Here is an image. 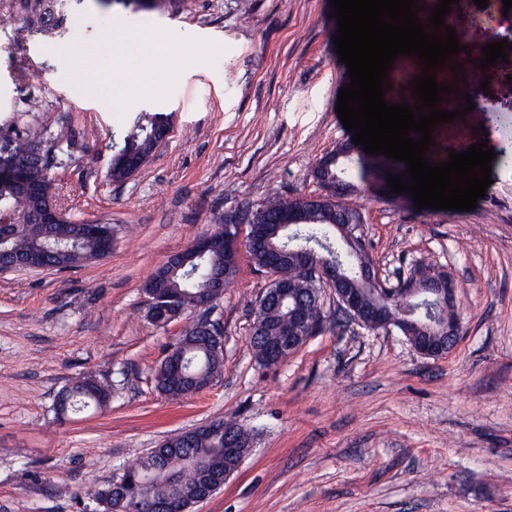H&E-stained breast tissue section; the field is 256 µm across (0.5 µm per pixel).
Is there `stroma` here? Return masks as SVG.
Segmentation results:
<instances>
[{
  "label": "stroma",
  "mask_w": 512,
  "mask_h": 512,
  "mask_svg": "<svg viewBox=\"0 0 512 512\" xmlns=\"http://www.w3.org/2000/svg\"><path fill=\"white\" fill-rule=\"evenodd\" d=\"M329 0H169L161 10L75 5L73 52L25 30L0 0V134L39 127L62 160L51 174L75 222L111 224L112 252L64 270H0V512H101L81 489H105L176 433L224 417L255 430V447L223 489L191 512H512V170L491 163L475 210L417 209L359 189L369 255L389 281L420 263L447 270L464 330L439 359L395 329L325 325L288 360L260 366L249 304L268 279L241 253L217 312L224 367L203 392L171 401L151 370L189 322L146 316L148 277L232 215L281 193H319L315 163L351 139L336 111L348 85ZM502 4L454 13L458 38L497 32ZM157 34L144 54L129 29ZM122 53L101 52L104 39ZM135 88L116 108L109 82L84 91L75 55ZM33 79H25V72ZM490 94L436 125V152L512 137V63L493 66ZM172 114V130L130 178L112 181V141L132 112ZM112 386L102 412L58 420L73 378Z\"/></svg>",
  "instance_id": "1"
}]
</instances>
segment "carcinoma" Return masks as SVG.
I'll use <instances>...</instances> for the list:
<instances>
[{
    "instance_id": "1",
    "label": "carcinoma",
    "mask_w": 512,
    "mask_h": 512,
    "mask_svg": "<svg viewBox=\"0 0 512 512\" xmlns=\"http://www.w3.org/2000/svg\"><path fill=\"white\" fill-rule=\"evenodd\" d=\"M81 0H15L16 8L25 15L26 28L49 36L63 33L71 2ZM170 128V114L142 110L132 118L129 126L113 143L114 153L109 164L108 176L121 182L143 167L154 155L157 143L154 132ZM350 153L339 162V169H331V180L341 178L349 189L356 184H367L371 193L376 187L387 184L388 174H398L406 165L384 155L370 156L362 146L353 142L340 145ZM60 163L57 154L43 145L40 130L30 127L14 136H0V224L18 225L14 235L0 243V258L10 262H24L44 253L50 267L58 270L76 267L101 256L100 241L85 232L80 222L64 217L56 224L42 222V214L48 206L56 204V193L50 171ZM301 209L306 213V224L297 229L300 241L315 247L316 253L343 262L355 284L359 268L371 264L367 246L355 253L343 252L336 247V239L345 236L346 225L336 231L330 226L336 223V211L353 213L357 208L339 199L334 203L313 204L309 197L289 199L268 198L250 209L257 221L266 222L264 241L245 242L246 251L258 268L266 270L267 257L272 246L282 244L281 237L269 234L274 229L272 221L288 218V211ZM171 276L151 275L144 285L147 294H172L179 298L182 311L195 310L197 294L208 286L212 277L224 274V286L235 279L237 269H224V254L214 251L203 258L190 259ZM318 285L302 280L294 294L281 305H268L260 310L266 324L267 338L280 334L287 322L288 309L295 304L314 303ZM256 360L270 367L284 362L290 352L284 351L272 358L261 338H250ZM224 366V353L215 342L200 329V322H192L183 338L169 350L154 371L155 388L159 393L178 399L194 393L204 382L214 380ZM112 400V385L92 377L73 380L60 393L56 413L62 418L89 409L103 410ZM217 429L208 434H185L176 440L175 448L150 450L146 456L124 469L129 486L108 487L103 491L87 489L83 495L99 501L104 512H132L141 503L158 502L175 498L189 505L196 496L201 476L199 468L211 473L224 471V434L232 432L251 446L250 431L236 421L225 418L214 421Z\"/></svg>"
}]
</instances>
